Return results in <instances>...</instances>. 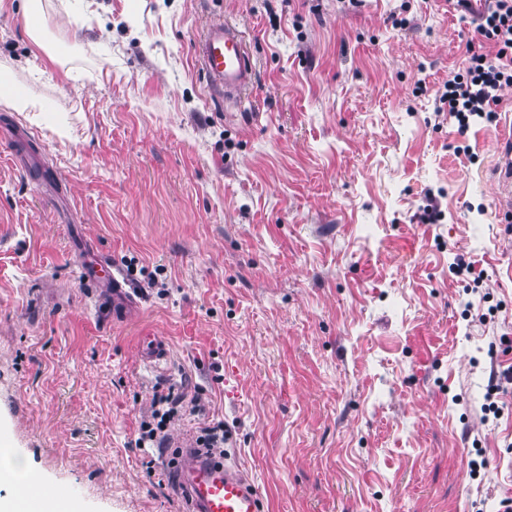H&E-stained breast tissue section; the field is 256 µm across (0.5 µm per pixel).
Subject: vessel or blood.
Returning <instances> with one entry per match:
<instances>
[{
	"label": "vessel or blood",
	"mask_w": 512,
	"mask_h": 512,
	"mask_svg": "<svg viewBox=\"0 0 512 512\" xmlns=\"http://www.w3.org/2000/svg\"><path fill=\"white\" fill-rule=\"evenodd\" d=\"M195 54L212 89L222 91L232 106L241 104L252 84L253 63L241 31L224 18L208 22L195 43ZM497 164L506 178L496 184V213L503 223L512 222V120L494 135ZM82 275L112 289L113 316L125 315L134 305L123 272L107 257L81 263ZM178 488L190 502V512H262L260 496L240 467L230 466L186 447L179 468Z\"/></svg>",
	"instance_id": "obj_1"
}]
</instances>
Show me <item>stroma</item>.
<instances>
[{
    "instance_id": "1",
    "label": "stroma",
    "mask_w": 512,
    "mask_h": 512,
    "mask_svg": "<svg viewBox=\"0 0 512 512\" xmlns=\"http://www.w3.org/2000/svg\"><path fill=\"white\" fill-rule=\"evenodd\" d=\"M0 0V67L42 106L0 131V428L71 512H189L136 448L156 388L224 422L264 512H499L512 497V223L493 217L483 121L437 98L471 0ZM255 64L233 114L194 57L210 15ZM434 194L440 221H422ZM111 255L138 302L83 282ZM480 274L479 293L452 271ZM167 356L142 362V337Z\"/></svg>"
}]
</instances>
